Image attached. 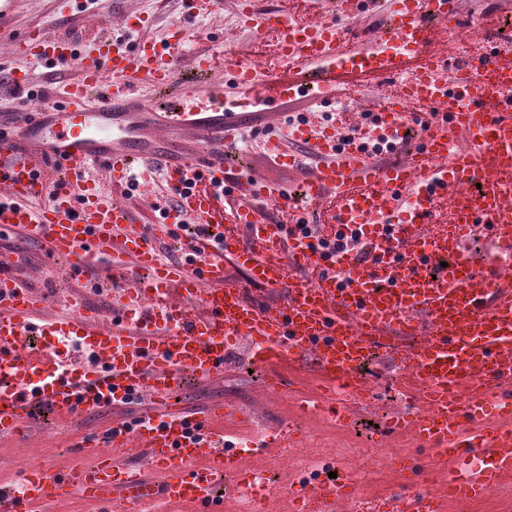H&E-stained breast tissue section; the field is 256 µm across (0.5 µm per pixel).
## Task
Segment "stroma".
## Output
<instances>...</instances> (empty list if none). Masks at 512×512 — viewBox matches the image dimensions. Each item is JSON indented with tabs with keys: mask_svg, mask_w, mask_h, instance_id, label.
Here are the masks:
<instances>
[{
	"mask_svg": "<svg viewBox=\"0 0 512 512\" xmlns=\"http://www.w3.org/2000/svg\"><path fill=\"white\" fill-rule=\"evenodd\" d=\"M236 0H214L210 5H191L190 0H73L61 5L58 0H21L4 43L38 29L73 40L79 47H92L103 34L124 40L131 47L146 42H167L179 36L176 53L180 64L176 80L194 77L193 57L201 52L216 60L214 78L225 80V65L253 62L258 58L275 59V38L256 37L251 29L235 22ZM397 88L394 76H343L337 79V100L358 93V107L349 112V123L361 122L381 97ZM256 93L271 98L267 115L255 127L245 131V148L237 161L251 167L273 186L294 189L308 175L307 169L289 170L277 165L263 152L269 138L285 134L289 117L323 113L322 104L313 100H273L271 85L257 87ZM0 244L23 262V275L40 287L49 312L63 307V300L79 284V279L61 262L48 257L42 242L18 232L0 234ZM282 387L271 394L263 389L266 370L250 368L241 355L224 361V372L212 380H187L176 401L184 414L200 416L217 404H232L251 413L244 424L228 422L224 438L232 442L243 472H268L271 481L264 496L268 512H294L296 492L303 483L324 478L328 473L348 474L362 469V495L380 499L400 483L397 464L405 457L417 459L425 471L430 492L442 487L445 476L434 468L427 451L416 435L404 427L393 426L395 416L406 402L417 400L407 388L408 376L391 349L375 350L362 376L368 385L366 400L350 404V419L340 423L325 412H304V404L322 397L325 391L310 361H303L278 373ZM144 402L122 408H103L79 412L71 418H36L12 441L0 443V483H12L29 464L68 469L74 460L90 463L100 454L97 437L113 421L145 415ZM297 424V443L288 454L278 451L255 454L257 437L269 438L284 422Z\"/></svg>",
	"mask_w": 512,
	"mask_h": 512,
	"instance_id": "stroma-1",
	"label": "stroma"
}]
</instances>
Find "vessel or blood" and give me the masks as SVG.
Instances as JSON below:
<instances>
[{
  "mask_svg": "<svg viewBox=\"0 0 512 512\" xmlns=\"http://www.w3.org/2000/svg\"><path fill=\"white\" fill-rule=\"evenodd\" d=\"M390 4L391 43L351 53L342 48L345 32L337 20L295 29L280 11L248 15L256 35H276L280 55L297 71L278 83L279 96H307L313 71L321 75L323 101L331 99L337 77L412 71L411 82L378 106L368 129L389 161H376L361 145L339 144L335 128L289 126L316 162L306 179L311 199L334 194L343 231L378 227L364 239L363 251L338 254L331 273L316 284L287 278V267H307L319 257L267 217L262 202L277 189L225 164L224 151L241 123L225 114L223 87L175 81L172 43L132 50L103 37L98 59L90 61L62 37L17 40L26 60L50 67V79L72 61L78 72L64 83L59 102L48 99L34 111L0 117V231L44 241L48 253L77 274L105 261L94 281L102 292L129 267L147 270L129 298L145 295L149 303L139 311L115 307L102 322L74 293L66 311L45 322L44 294L25 284L16 267L0 265V373L8 378L0 387V440L17 437L39 406L68 416L146 396L153 411L104 431L106 450L94 468H34L18 485L0 484V512L33 506L55 512L56 503L73 497L94 512H141L157 500L186 504L191 512H222L215 475L236 487L241 479L238 453L225 447L217 421L248 414L228 405L215 415L187 416L170 396L184 373L201 380L222 373L225 358L244 339L246 358L258 367L274 370L311 358L335 388L326 410L342 420L345 401L360 397L354 375L370 349L409 337L398 355L419 382L422 403L408 406L401 420L439 464L458 460L445 485L449 500H481L512 477V430L464 429L492 410L512 415V286L480 266L466 244L467 226L483 224L493 251L512 249V94L487 80L493 74L512 82V64L500 57L512 32L487 27V52L458 57L448 81L429 72L436 58L427 51L426 18L457 27L455 0ZM231 74L244 91L264 78L246 64L233 65ZM146 82L169 89L163 109L151 110L137 98ZM417 100L433 107L430 132L405 160H395L403 143L398 116ZM184 133L200 149L167 152L170 139ZM157 176L178 192L144 231L114 191L138 189ZM217 194L236 208L247 236L201 235L182 260L164 262L158 241L179 220L214 223ZM438 199L447 200L454 218L437 234H424ZM436 256L447 257L448 266L433 277L426 266ZM228 262L243 269L251 285L283 291L282 302L248 301L241 288L225 282ZM423 329L428 342H415ZM73 336L79 351H64ZM129 448L145 449L165 482L120 465L118 454ZM407 472L376 512H440L417 468ZM352 494L345 482L316 483L299 497L303 512H334L337 499Z\"/></svg>",
  "mask_w": 512,
  "mask_h": 512,
  "instance_id": "b4317fda",
  "label": "vessel or blood"
}]
</instances>
